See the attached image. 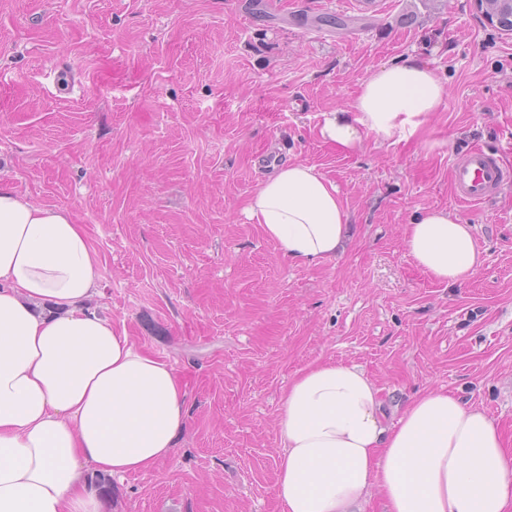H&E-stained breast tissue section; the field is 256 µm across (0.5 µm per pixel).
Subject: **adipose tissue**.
<instances>
[{
	"mask_svg": "<svg viewBox=\"0 0 512 512\" xmlns=\"http://www.w3.org/2000/svg\"><path fill=\"white\" fill-rule=\"evenodd\" d=\"M443 96L409 56L376 69L318 134L346 154L366 133L406 140ZM245 213L299 266L335 258L349 236L335 181L303 163L263 180ZM404 241L451 286L482 265L471 225L445 209L418 215ZM100 286L84 225L0 184V512H102L90 476L150 470L184 430L181 374L92 307ZM379 393L355 365L296 372L278 422L280 512H365L375 488L387 512H512V446L484 410L439 388L393 419Z\"/></svg>",
	"mask_w": 512,
	"mask_h": 512,
	"instance_id": "adipose-tissue-1",
	"label": "adipose tissue"
}]
</instances>
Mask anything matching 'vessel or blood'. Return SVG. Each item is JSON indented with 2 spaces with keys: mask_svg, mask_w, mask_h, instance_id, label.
<instances>
[{
  "mask_svg": "<svg viewBox=\"0 0 512 512\" xmlns=\"http://www.w3.org/2000/svg\"><path fill=\"white\" fill-rule=\"evenodd\" d=\"M512 154V144L488 151L474 147L453 164L452 187L464 204H479L500 191L512 188V169L504 158Z\"/></svg>",
  "mask_w": 512,
  "mask_h": 512,
  "instance_id": "1",
  "label": "vessel or blood"
}]
</instances>
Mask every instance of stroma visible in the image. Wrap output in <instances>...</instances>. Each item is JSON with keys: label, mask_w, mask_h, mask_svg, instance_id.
Masks as SVG:
<instances>
[{"label": "stroma", "mask_w": 512, "mask_h": 512, "mask_svg": "<svg viewBox=\"0 0 512 512\" xmlns=\"http://www.w3.org/2000/svg\"><path fill=\"white\" fill-rule=\"evenodd\" d=\"M356 17L317 28L312 16ZM412 56L445 89L409 140L344 154L317 129ZM0 182L64 207L99 260V311L170 362L186 427L103 512H277L283 389L315 361L361 367L388 406L450 389L512 444V189L460 204L453 161L512 141V35L471 0H0ZM306 109L290 113L291 100ZM282 142L340 189L344 253L299 267L244 207ZM445 209L484 263L451 287L404 230Z\"/></svg>", "instance_id": "35a3bbf8"}]
</instances>
